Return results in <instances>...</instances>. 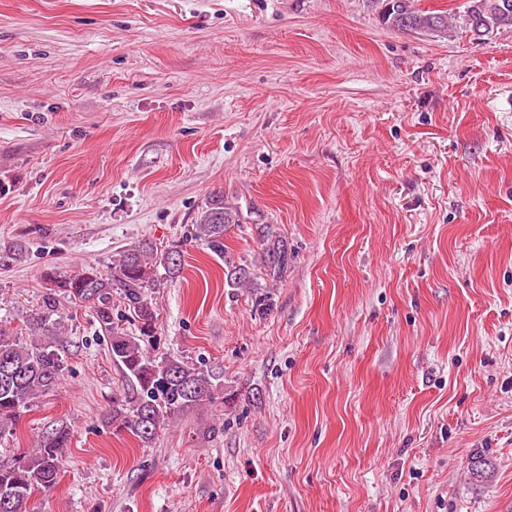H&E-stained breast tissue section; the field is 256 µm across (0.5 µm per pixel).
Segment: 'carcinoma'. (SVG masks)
<instances>
[{"mask_svg": "<svg viewBox=\"0 0 512 512\" xmlns=\"http://www.w3.org/2000/svg\"><path fill=\"white\" fill-rule=\"evenodd\" d=\"M376 2L381 4L382 22L393 28L448 33L446 11L419 10L412 0ZM475 17L481 20L485 36L496 28L512 27V0H466L459 29L473 33ZM237 223V212L224 206L223 195L215 194L198 211L190 238L224 259L229 287L254 288L250 268L228 256L224 244L227 227ZM262 242L265 275L278 280L288 271V243L268 234L262 235ZM181 265L177 248L160 249L145 242L120 252L105 272L95 268L75 274L47 272L50 292L42 312L16 332L0 328V437L11 434L35 400L51 391L64 375V359L51 341L60 330L53 315L61 298L89 309L109 342L112 362L128 383V392L106 414L107 423L116 431H126L147 445L160 427L188 410L224 403V384L214 373L171 355H154L146 348L153 342L157 321L148 293L160 279L178 277ZM114 292L128 308L139 335H130L122 319L113 316ZM23 334L28 339H21ZM69 439V429L62 425L46 430L31 452L0 463V512H29L32 494L57 482Z\"/></svg>", "mask_w": 512, "mask_h": 512, "instance_id": "carcinoma-1", "label": "carcinoma"}]
</instances>
